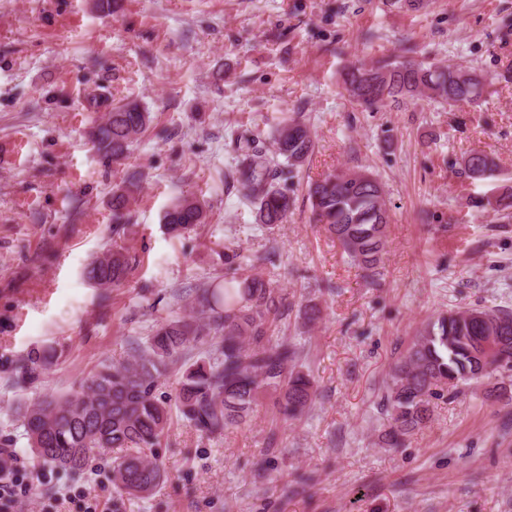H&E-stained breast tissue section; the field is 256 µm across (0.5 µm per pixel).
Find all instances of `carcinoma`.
Returning a JSON list of instances; mask_svg holds the SVG:
<instances>
[{"label": "carcinoma", "mask_w": 512, "mask_h": 512, "mask_svg": "<svg viewBox=\"0 0 512 512\" xmlns=\"http://www.w3.org/2000/svg\"><path fill=\"white\" fill-rule=\"evenodd\" d=\"M350 96L366 108L400 96L426 95L448 107L474 104L485 85L474 74L396 56L371 66L352 64L343 72ZM149 121L136 102L109 112L91 137L98 150L117 161ZM275 158L269 159L255 140L242 138L238 151V192L254 203L260 224H283L292 197L278 185V168L298 169L313 150L306 124L288 120L275 135ZM494 161L482 151L463 160L461 174L485 178ZM135 183L112 195V223L127 221ZM381 183L367 172L336 171L308 185V200L317 223L323 225L355 262L368 272L381 262L389 214ZM512 209V187L494 201L478 207ZM201 204L178 199L164 215L167 231L175 236L205 223ZM130 263L120 250H108L85 269V277L100 287L119 288L128 278ZM201 313L207 321L177 319L157 326L148 345L129 363L104 365L87 388L28 404L22 413L27 445L35 457L70 472L81 471L95 449L124 448L113 466V483L120 491L144 498L163 481L159 466L146 453L160 443L172 410L205 434L221 433L241 425L269 389L286 420L299 418L316 393L310 375L297 370L299 348L275 336L283 305L281 289L259 274L233 275L219 288L200 293ZM221 334L219 355L198 361L181 376L175 401L154 395L159 380L183 354L197 348L211 331ZM504 337L507 360L512 362V311L480 308L450 312L429 323L392 369L384 400L392 408L386 444L402 445L430 418V399L437 388L460 384L499 370L498 355L487 356L481 342Z\"/></svg>", "instance_id": "carcinoma-1"}]
</instances>
